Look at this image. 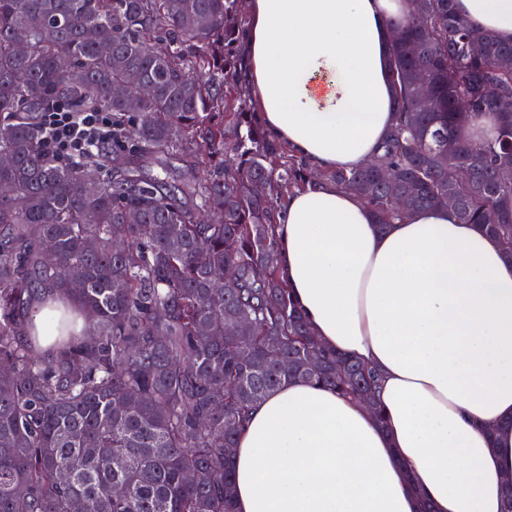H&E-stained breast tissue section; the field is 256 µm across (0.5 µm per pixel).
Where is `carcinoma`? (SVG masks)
I'll list each match as a JSON object with an SVG mask.
<instances>
[{"mask_svg": "<svg viewBox=\"0 0 512 512\" xmlns=\"http://www.w3.org/2000/svg\"><path fill=\"white\" fill-rule=\"evenodd\" d=\"M405 2L388 20L395 125L372 162L312 176L248 111L240 0H0V512H233L236 435L278 385L376 403L370 369L318 341L282 278L276 217L296 189L328 180L384 228L451 192L512 257V43L455 0ZM131 72L153 87L135 104L113 95ZM58 103L112 113V160L41 152ZM483 118L495 135L474 141Z\"/></svg>", "mask_w": 512, "mask_h": 512, "instance_id": "obj_1", "label": "carcinoma"}]
</instances>
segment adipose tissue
I'll list each match as a JSON object with an SVG mask.
<instances>
[{"mask_svg": "<svg viewBox=\"0 0 512 512\" xmlns=\"http://www.w3.org/2000/svg\"><path fill=\"white\" fill-rule=\"evenodd\" d=\"M401 0H249L241 44L269 135L311 168L372 159L390 129L388 17ZM512 40V0H457ZM277 246L320 342L377 370L385 424L311 382L255 405L235 512H504L512 475V260L442 206L380 229L353 192L290 194Z\"/></svg>", "mask_w": 512, "mask_h": 512, "instance_id": "ef3b65f1", "label": "adipose tissue"}]
</instances>
